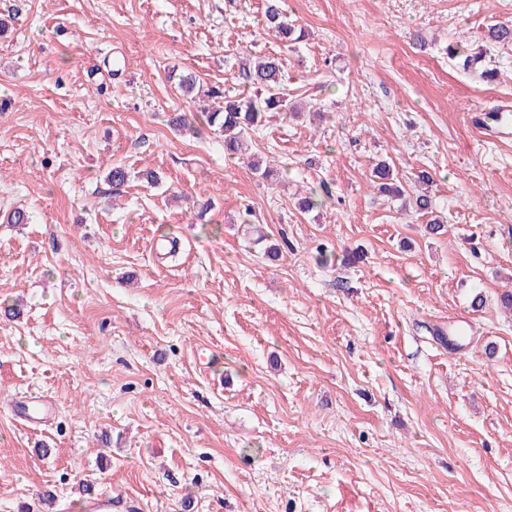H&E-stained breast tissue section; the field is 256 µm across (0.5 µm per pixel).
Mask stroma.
<instances>
[{
  "label": "stroma",
  "instance_id": "35a3bbf8",
  "mask_svg": "<svg viewBox=\"0 0 512 512\" xmlns=\"http://www.w3.org/2000/svg\"><path fill=\"white\" fill-rule=\"evenodd\" d=\"M283 8L289 46L263 0H0V214L31 216L0 222V512H512V144L464 120L512 102L485 35L512 0ZM258 55L304 107L251 132L268 178L170 123L201 107L182 76L232 90ZM382 160L432 175V214L377 193ZM456 315L462 352L435 335ZM266 31L268 35L288 44L301 38V31L294 38L297 28L284 17L278 0L265 1Z\"/></svg>",
  "mask_w": 512,
  "mask_h": 512
}]
</instances>
